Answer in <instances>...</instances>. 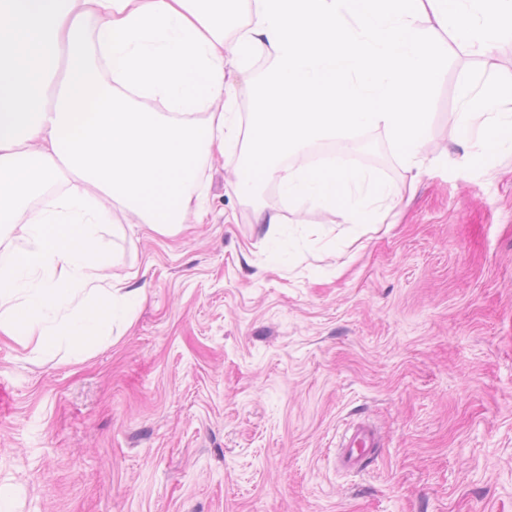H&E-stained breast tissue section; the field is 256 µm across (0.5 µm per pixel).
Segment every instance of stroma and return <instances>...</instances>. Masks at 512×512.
<instances>
[{
    "mask_svg": "<svg viewBox=\"0 0 512 512\" xmlns=\"http://www.w3.org/2000/svg\"><path fill=\"white\" fill-rule=\"evenodd\" d=\"M435 38L438 166L414 177L383 131L355 136L400 201L384 223L271 182L249 203L212 158L205 223L162 235L117 214L112 273L144 293L108 340L0 342L5 512H512V153L467 154L456 123L466 92L512 84V40L490 75ZM359 419L385 446L339 470Z\"/></svg>",
    "mask_w": 512,
    "mask_h": 512,
    "instance_id": "1",
    "label": "stroma"
}]
</instances>
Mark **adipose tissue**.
<instances>
[{
	"mask_svg": "<svg viewBox=\"0 0 512 512\" xmlns=\"http://www.w3.org/2000/svg\"><path fill=\"white\" fill-rule=\"evenodd\" d=\"M432 29L496 70L512 0H0V339L36 355L128 322L135 291L102 231L119 212L160 234L203 223L199 162L235 144L239 197L272 181L377 223L389 187L332 156L287 159L324 139L350 152L354 132L380 128L417 171L437 166L424 146L447 55ZM259 54L270 68L247 77ZM499 95L464 96L460 143L485 126L512 149Z\"/></svg>",
	"mask_w": 512,
	"mask_h": 512,
	"instance_id": "adipose-tissue-1",
	"label": "adipose tissue"
}]
</instances>
